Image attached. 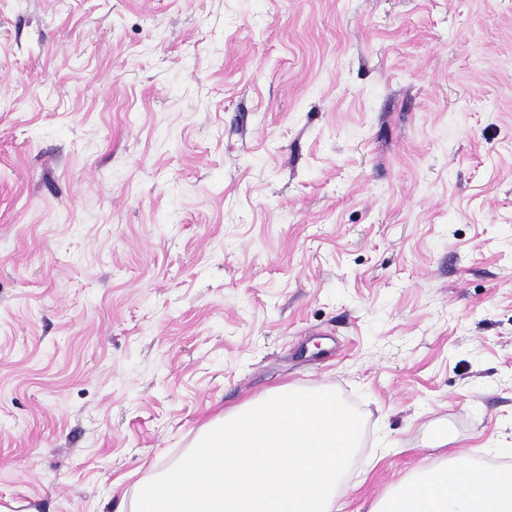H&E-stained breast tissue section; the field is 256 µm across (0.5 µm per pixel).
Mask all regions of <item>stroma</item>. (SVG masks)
Wrapping results in <instances>:
<instances>
[{"label": "stroma", "mask_w": 512, "mask_h": 512, "mask_svg": "<svg viewBox=\"0 0 512 512\" xmlns=\"http://www.w3.org/2000/svg\"><path fill=\"white\" fill-rule=\"evenodd\" d=\"M327 388L337 512L512 465V0H0V512H131Z\"/></svg>", "instance_id": "stroma-1"}]
</instances>
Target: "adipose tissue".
Wrapping results in <instances>:
<instances>
[{
	"label": "adipose tissue",
	"instance_id": "adipose-tissue-1",
	"mask_svg": "<svg viewBox=\"0 0 512 512\" xmlns=\"http://www.w3.org/2000/svg\"><path fill=\"white\" fill-rule=\"evenodd\" d=\"M370 512H512V467L490 470L461 455L429 467Z\"/></svg>",
	"mask_w": 512,
	"mask_h": 512
}]
</instances>
